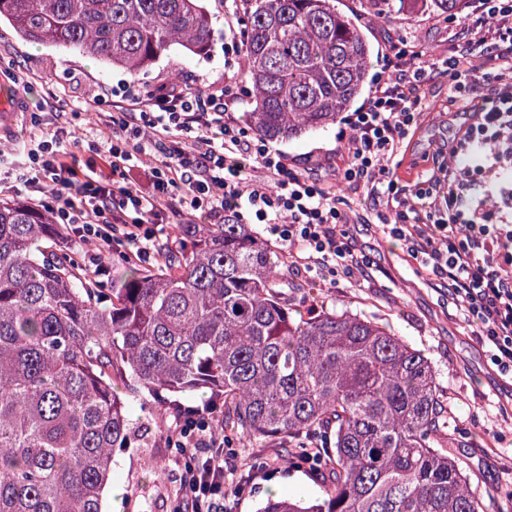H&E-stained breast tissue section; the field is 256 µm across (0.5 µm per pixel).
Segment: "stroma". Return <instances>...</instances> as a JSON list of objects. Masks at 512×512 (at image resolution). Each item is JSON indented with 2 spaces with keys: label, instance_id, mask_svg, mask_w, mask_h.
I'll return each mask as SVG.
<instances>
[{
  "label": "stroma",
  "instance_id": "35a3bbf8",
  "mask_svg": "<svg viewBox=\"0 0 512 512\" xmlns=\"http://www.w3.org/2000/svg\"><path fill=\"white\" fill-rule=\"evenodd\" d=\"M207 7L217 18L209 54L199 57L171 49L144 77V89L171 84L191 89L208 84L220 87L225 72L241 73L242 61L229 67L224 64V42L230 33L222 22L221 0H207ZM339 7L355 14L376 49L371 77L391 74L395 48L405 41L426 59L448 54L451 21L427 9L424 0H406L390 24L361 12L358 0H339ZM0 65L15 67L17 74L12 83L17 111L9 123H0V143H13L16 133L28 128L35 110L41 111L50 125L78 138L75 154L82 165L95 161L97 148L120 134V127L112 123L113 108L108 101L113 89L130 81L122 70L78 53L22 41L5 22L0 23ZM94 97L105 100L104 109L74 111V103ZM425 103L426 115L412 139L415 159L403 161L396 170L404 184L428 169L429 159L447 161L448 138L461 122L464 104L452 98L446 76H436ZM342 129L338 123L275 142L274 147L284 152L300 173L325 181L341 193L344 185L338 184L335 170L325 168L323 162L343 150L339 140ZM348 233L352 244L370 259L373 276L365 281L340 275L323 282L325 307L376 320L424 351L452 405L448 417L451 455L472 486L486 495V512H512V377L501 374L490 362L449 303L447 290L408 257L400 241L384 235L374 224H351ZM133 415L136 438L132 448L115 456L112 482L103 494V512H169L179 493V481L165 446L166 424L138 409ZM235 444L236 469L224 480V506L229 512H255L258 503L271 494L304 499L320 495L322 479L291 464L287 449L278 442L252 446L239 438ZM255 456L275 460L277 473L269 476L251 468L249 462ZM245 476L251 479V490L236 497L234 486Z\"/></svg>",
  "mask_w": 512,
  "mask_h": 512
}]
</instances>
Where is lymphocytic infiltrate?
Wrapping results in <instances>:
<instances>
[{"instance_id": "f902f5d3", "label": "lymphocytic infiltrate", "mask_w": 512, "mask_h": 512, "mask_svg": "<svg viewBox=\"0 0 512 512\" xmlns=\"http://www.w3.org/2000/svg\"><path fill=\"white\" fill-rule=\"evenodd\" d=\"M448 40L443 60L423 62L411 47L397 49L391 76L346 118L352 134L337 174L369 202L382 233L403 241L410 258L446 283L492 364L512 374V0H470ZM439 72L464 103L448 142L451 162L413 186L399 185L394 165ZM244 95L229 79L220 88L171 85L129 95L118 125L133 138L107 142L97 167H80L78 139L32 114L28 138L36 147L19 159L0 154V188L50 192L55 223L88 244L82 265L97 277L116 242L130 260L154 262L177 190L188 223L264 225L289 245L293 274L367 276L369 262L345 229L349 198L249 136L237 116ZM153 150L161 157L145 172L147 186L132 183L130 172ZM223 424L210 403L173 409L166 437L180 479L173 512H224V464L236 452L218 433Z\"/></svg>"}]
</instances>
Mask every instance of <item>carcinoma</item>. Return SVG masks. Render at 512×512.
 Segmentation results:
<instances>
[{"label":"carcinoma","mask_w":512,"mask_h":512,"mask_svg":"<svg viewBox=\"0 0 512 512\" xmlns=\"http://www.w3.org/2000/svg\"><path fill=\"white\" fill-rule=\"evenodd\" d=\"M246 18L244 121L271 141L336 123L369 80L371 45L338 0H237ZM404 0H359L382 19ZM462 15L467 0H428ZM25 41L87 54L133 81L171 46L205 56V0H0ZM51 216L0 200V512H102L130 405L205 391L245 441L279 440L334 474L320 498L257 512H482L448 454L431 361L377 322L297 317L282 255L248 224H180L153 269L111 295L70 257Z\"/></svg>","instance_id":"carcinoma-1"}]
</instances>
